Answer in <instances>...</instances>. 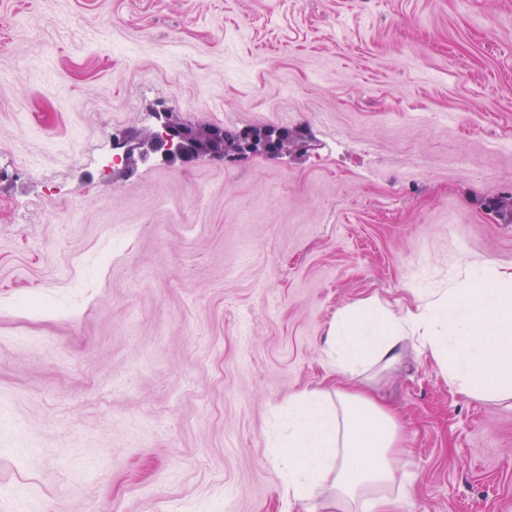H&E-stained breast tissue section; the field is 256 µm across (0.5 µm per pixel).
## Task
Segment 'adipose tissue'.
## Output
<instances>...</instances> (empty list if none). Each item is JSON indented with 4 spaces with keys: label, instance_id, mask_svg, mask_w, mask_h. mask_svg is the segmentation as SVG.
Returning <instances> with one entry per match:
<instances>
[{
    "label": "adipose tissue",
    "instance_id": "adipose-tissue-1",
    "mask_svg": "<svg viewBox=\"0 0 512 512\" xmlns=\"http://www.w3.org/2000/svg\"><path fill=\"white\" fill-rule=\"evenodd\" d=\"M415 333L465 395L512 396V273L471 264L458 287L402 316L372 300L349 307L332 324L328 345L336 373L350 383L299 393L282 415L281 512H386V489L407 486L396 466L404 450L395 412L364 389L363 375L396 362Z\"/></svg>",
    "mask_w": 512,
    "mask_h": 512
}]
</instances>
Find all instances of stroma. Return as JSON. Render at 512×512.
Returning a JSON list of instances; mask_svg holds the SVG:
<instances>
[{
    "label": "stroma",
    "instance_id": "stroma-1",
    "mask_svg": "<svg viewBox=\"0 0 512 512\" xmlns=\"http://www.w3.org/2000/svg\"><path fill=\"white\" fill-rule=\"evenodd\" d=\"M159 110L304 142L103 170ZM510 193L512 0H0V512H280L333 318L512 272ZM370 378L393 512H512L511 398Z\"/></svg>",
    "mask_w": 512,
    "mask_h": 512
}]
</instances>
